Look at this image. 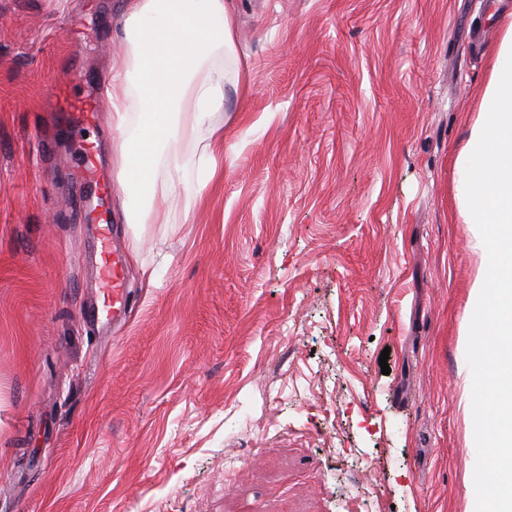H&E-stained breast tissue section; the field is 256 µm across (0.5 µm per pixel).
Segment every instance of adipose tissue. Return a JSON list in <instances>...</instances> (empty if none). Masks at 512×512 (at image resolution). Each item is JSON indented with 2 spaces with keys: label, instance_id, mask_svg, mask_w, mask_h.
Wrapping results in <instances>:
<instances>
[{
  "label": "adipose tissue",
  "instance_id": "adipose-tissue-1",
  "mask_svg": "<svg viewBox=\"0 0 512 512\" xmlns=\"http://www.w3.org/2000/svg\"><path fill=\"white\" fill-rule=\"evenodd\" d=\"M501 37L469 140L455 160L456 201L476 225L482 263L469 294L468 319L487 339L469 348L472 383L482 384L491 416L472 442L480 465L467 470V512H512V14ZM231 0H128L123 36L101 93L112 106V163L129 224H174L216 178L224 147L226 89L242 91ZM191 107L192 154L175 145L179 115Z\"/></svg>",
  "mask_w": 512,
  "mask_h": 512
}]
</instances>
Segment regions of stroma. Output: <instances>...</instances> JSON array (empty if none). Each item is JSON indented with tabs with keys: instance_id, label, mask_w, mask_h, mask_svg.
<instances>
[{
	"instance_id": "1",
	"label": "stroma",
	"mask_w": 512,
	"mask_h": 512,
	"mask_svg": "<svg viewBox=\"0 0 512 512\" xmlns=\"http://www.w3.org/2000/svg\"><path fill=\"white\" fill-rule=\"evenodd\" d=\"M492 3L234 0L219 177L182 224L103 196L116 327L80 160L113 169L125 0H0V512H465L455 158ZM62 79L95 122L46 107ZM98 267L107 298L112 299V318H114L118 309L125 308L127 293L121 261L114 258L113 251L111 252L110 248L103 243Z\"/></svg>"
}]
</instances>
